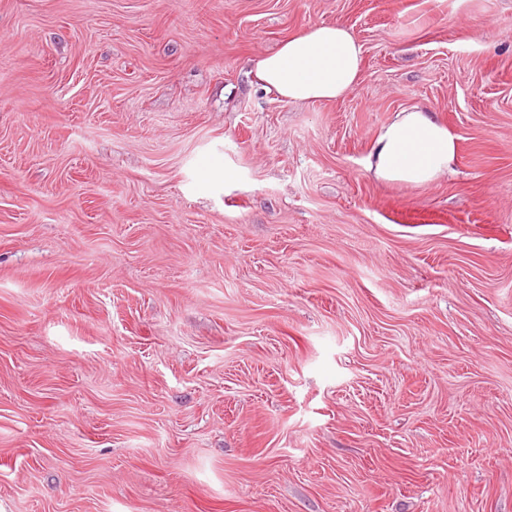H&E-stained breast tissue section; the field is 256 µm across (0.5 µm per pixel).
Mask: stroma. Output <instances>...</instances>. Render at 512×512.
Listing matches in <instances>:
<instances>
[{
    "label": "stroma",
    "mask_w": 512,
    "mask_h": 512,
    "mask_svg": "<svg viewBox=\"0 0 512 512\" xmlns=\"http://www.w3.org/2000/svg\"><path fill=\"white\" fill-rule=\"evenodd\" d=\"M0 512H512V0H0ZM362 47L340 23L327 22L293 35L256 62L264 87L288 102L334 100L358 83ZM456 162L454 137L434 112L413 106L396 112L380 130L367 169L381 182L423 187L455 173Z\"/></svg>",
    "instance_id": "35a3bbf8"
}]
</instances>
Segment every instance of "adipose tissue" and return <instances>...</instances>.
<instances>
[{
  "mask_svg": "<svg viewBox=\"0 0 512 512\" xmlns=\"http://www.w3.org/2000/svg\"><path fill=\"white\" fill-rule=\"evenodd\" d=\"M362 47L340 23L327 22L291 36L260 58L256 74L267 90L289 102L334 100L358 83ZM454 137L433 112L414 106L397 112L378 133L367 168L381 182L411 187L453 174Z\"/></svg>",
  "mask_w": 512,
  "mask_h": 512,
  "instance_id": "1",
  "label": "adipose tissue"
}]
</instances>
